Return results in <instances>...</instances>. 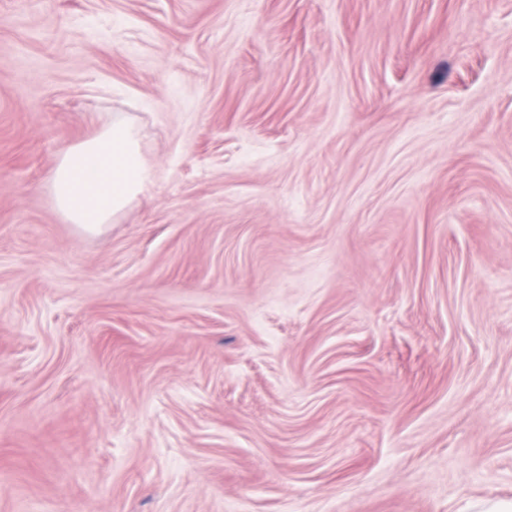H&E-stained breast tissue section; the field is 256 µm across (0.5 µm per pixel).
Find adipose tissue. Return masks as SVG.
Returning <instances> with one entry per match:
<instances>
[{
	"instance_id": "adipose-tissue-1",
	"label": "adipose tissue",
	"mask_w": 512,
	"mask_h": 512,
	"mask_svg": "<svg viewBox=\"0 0 512 512\" xmlns=\"http://www.w3.org/2000/svg\"><path fill=\"white\" fill-rule=\"evenodd\" d=\"M134 126L123 119L64 148L48 187L57 210L73 224L109 223L150 182Z\"/></svg>"
}]
</instances>
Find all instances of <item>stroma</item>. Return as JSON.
<instances>
[{
    "label": "stroma",
    "instance_id": "stroma-1",
    "mask_svg": "<svg viewBox=\"0 0 512 512\" xmlns=\"http://www.w3.org/2000/svg\"><path fill=\"white\" fill-rule=\"evenodd\" d=\"M123 118L110 223L48 190ZM512 502V0H0V512ZM134 126L123 119L96 136L64 148L48 187L57 210L72 224H107L151 181Z\"/></svg>",
    "mask_w": 512,
    "mask_h": 512
}]
</instances>
